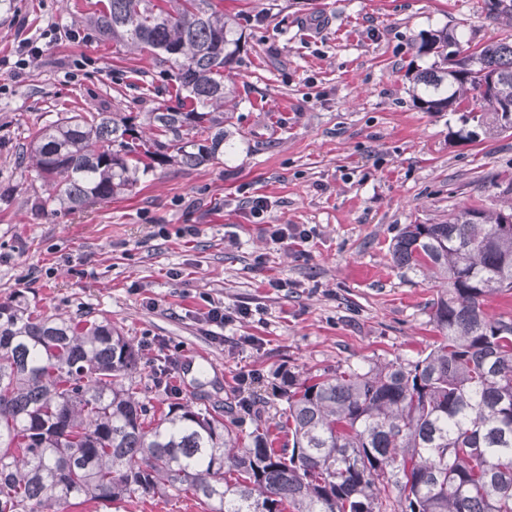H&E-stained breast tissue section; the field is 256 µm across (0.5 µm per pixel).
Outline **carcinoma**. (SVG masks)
<instances>
[{"instance_id":"carcinoma-1","label":"carcinoma","mask_w":512,"mask_h":512,"mask_svg":"<svg viewBox=\"0 0 512 512\" xmlns=\"http://www.w3.org/2000/svg\"><path fill=\"white\" fill-rule=\"evenodd\" d=\"M484 2L512 25V0ZM90 23L149 51L175 101L38 129L24 155L49 184L35 206L52 214L129 192L141 171L224 153V69L242 34L213 0H106ZM456 46L446 28L422 39L438 61L415 74V96L428 112H464L465 139L512 130V38L470 50L476 69L451 65ZM392 257L443 285L432 305L442 341L415 362L288 375L277 427L292 445L279 448L260 422L240 437L228 409L156 412L139 351L109 320L1 302L0 512L155 494L190 496L203 512H512V314L485 311L488 297L512 296V212L465 207L443 224H408Z\"/></svg>"}]
</instances>
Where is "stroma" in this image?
I'll list each match as a JSON object with an SVG mask.
<instances>
[{"label":"stroma","mask_w":512,"mask_h":512,"mask_svg":"<svg viewBox=\"0 0 512 512\" xmlns=\"http://www.w3.org/2000/svg\"><path fill=\"white\" fill-rule=\"evenodd\" d=\"M244 36L225 77L237 88L224 154L148 172L132 192L85 212L35 210L47 183L18 156L33 132L95 105L143 112L176 92L150 53L100 38V0H0V302L101 319L139 349L144 379L164 370L194 407L228 405L263 378L259 409L279 421L286 374L309 377L427 354L438 286L391 255L408 224L464 207L494 211L512 178V131L462 141L456 113L426 112L409 69H427L424 35L462 46L512 34L484 0H216ZM59 26L62 35L46 40ZM76 31L77 40L67 38ZM42 55L15 66L23 39ZM268 209L254 217L250 198ZM300 224L308 242L271 241ZM251 315L216 326L208 302ZM69 512H202L161 496L139 505L77 503Z\"/></svg>","instance_id":"obj_1"}]
</instances>
